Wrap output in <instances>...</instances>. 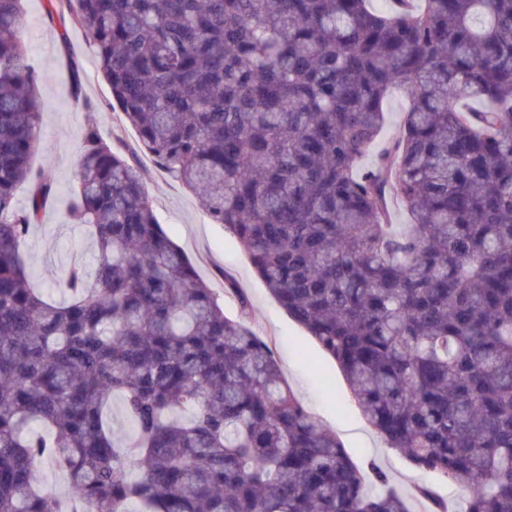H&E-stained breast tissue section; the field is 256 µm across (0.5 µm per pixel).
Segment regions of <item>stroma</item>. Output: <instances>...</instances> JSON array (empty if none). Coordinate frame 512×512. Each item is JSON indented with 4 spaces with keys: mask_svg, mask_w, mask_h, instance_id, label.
<instances>
[{
    "mask_svg": "<svg viewBox=\"0 0 512 512\" xmlns=\"http://www.w3.org/2000/svg\"><path fill=\"white\" fill-rule=\"evenodd\" d=\"M29 64L42 76L41 138L32 157L35 169L49 170L58 192L24 246L29 262L44 284L59 279L71 256L91 259L90 239L65 217L68 194L77 184L83 129L95 120L102 132L115 123L112 96L94 48L85 32L72 24L67 9L50 0H22ZM97 104L89 113L80 99ZM144 181L161 226L195 263L201 278L218 296L229 318L239 315V297L250 303L248 324L272 347L283 376L301 402L332 430L357 463L376 460L395 487L410 493L424 485L440 495L462 496L435 475L418 471L385 447L366 421L336 362L279 305L253 270L236 240L213 223L195 195L143 158Z\"/></svg>",
    "mask_w": 512,
    "mask_h": 512,
    "instance_id": "obj_1",
    "label": "stroma"
}]
</instances>
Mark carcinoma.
Returning <instances> with one entry per match:
<instances>
[{
  "instance_id": "carcinoma-1",
  "label": "carcinoma",
  "mask_w": 512,
  "mask_h": 512,
  "mask_svg": "<svg viewBox=\"0 0 512 512\" xmlns=\"http://www.w3.org/2000/svg\"><path fill=\"white\" fill-rule=\"evenodd\" d=\"M20 2L0 0V512H64L45 457L93 512H413L297 398L247 298L224 314L141 152L237 240L386 447L466 490L418 487L430 512H512V0H66L118 133L84 128L66 219L94 255L60 301L23 250L56 188L31 166ZM395 92L401 131L367 162Z\"/></svg>"
}]
</instances>
